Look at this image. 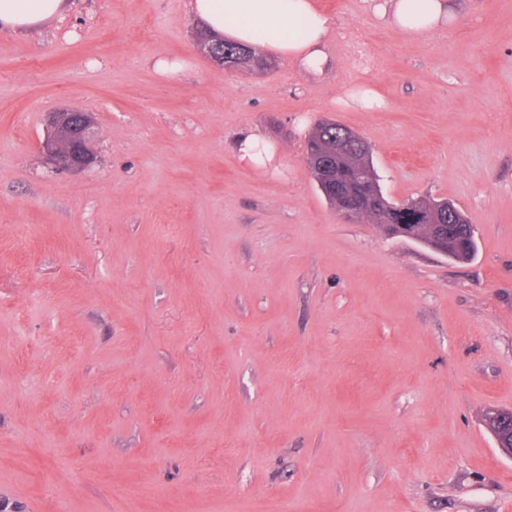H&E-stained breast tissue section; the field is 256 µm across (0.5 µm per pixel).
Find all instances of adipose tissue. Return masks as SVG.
<instances>
[{"instance_id":"1","label":"adipose tissue","mask_w":512,"mask_h":512,"mask_svg":"<svg viewBox=\"0 0 512 512\" xmlns=\"http://www.w3.org/2000/svg\"><path fill=\"white\" fill-rule=\"evenodd\" d=\"M67 0H0V26L28 30L63 14ZM214 40L262 48L310 72L325 62L324 41L334 26L314 0H189ZM378 15L407 39L447 28L456 19L449 0H382Z\"/></svg>"}]
</instances>
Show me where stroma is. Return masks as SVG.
<instances>
[{"instance_id":"1","label":"stroma","mask_w":512,"mask_h":512,"mask_svg":"<svg viewBox=\"0 0 512 512\" xmlns=\"http://www.w3.org/2000/svg\"><path fill=\"white\" fill-rule=\"evenodd\" d=\"M67 3L0 30L6 512H512L484 424L512 410V0L418 40L317 0V74L212 62L187 0ZM357 84L382 107L341 105ZM72 107L95 160L59 172L41 144ZM321 118L390 201L461 209L473 259L343 219L304 160ZM238 153L241 161L253 164L256 167L264 166L274 158L273 147L260 136L254 134L240 140Z\"/></svg>"}]
</instances>
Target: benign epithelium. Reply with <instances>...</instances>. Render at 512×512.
<instances>
[{
    "label": "benign epithelium",
    "mask_w": 512,
    "mask_h": 512,
    "mask_svg": "<svg viewBox=\"0 0 512 512\" xmlns=\"http://www.w3.org/2000/svg\"><path fill=\"white\" fill-rule=\"evenodd\" d=\"M197 50L213 62L227 69L254 67L264 70L269 63L254 54L248 47H234L217 54L209 38L201 33L196 37ZM48 134L42 142V150L54 165L63 170L82 171L94 162L89 142L94 132V117L91 112L69 109L52 112L48 117Z\"/></svg>",
    "instance_id": "7a95c632"
}]
</instances>
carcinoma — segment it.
Here are the masks:
<instances>
[{"label": "carcinoma", "mask_w": 512, "mask_h": 512, "mask_svg": "<svg viewBox=\"0 0 512 512\" xmlns=\"http://www.w3.org/2000/svg\"><path fill=\"white\" fill-rule=\"evenodd\" d=\"M349 133L350 129L338 123L320 124L315 126L307 141L306 154L317 163V168L312 170L315 179L320 180L329 172L339 185L336 196L328 199V203L339 212L349 205L354 206L359 217L371 218L390 236L397 235L395 225L414 224L416 238L425 246L430 243V225L442 224L448 234V257L458 262L469 260L476 240L466 215L447 201H411L409 210L389 202L378 180L362 174V169L372 164L367 142L351 139L342 150H336V144Z\"/></svg>", "instance_id": "obj_1"}]
</instances>
